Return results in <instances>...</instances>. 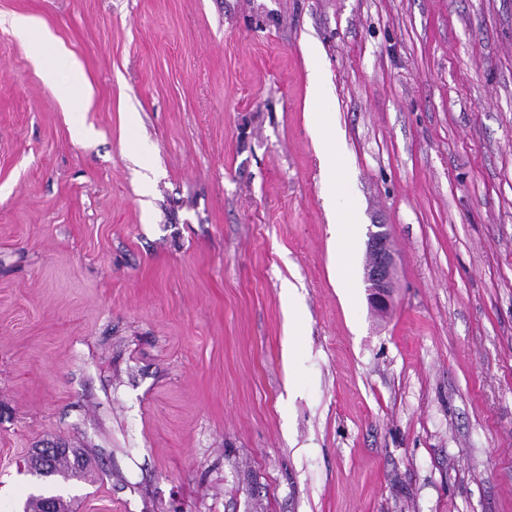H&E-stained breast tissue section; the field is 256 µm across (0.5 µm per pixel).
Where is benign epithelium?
Instances as JSON below:
<instances>
[{"label": "benign epithelium", "mask_w": 512, "mask_h": 512, "mask_svg": "<svg viewBox=\"0 0 512 512\" xmlns=\"http://www.w3.org/2000/svg\"><path fill=\"white\" fill-rule=\"evenodd\" d=\"M367 248L371 262L365 269L368 300L372 309L386 313L392 302L394 257L390 233L385 224H372L368 229Z\"/></svg>", "instance_id": "benign-epithelium-1"}]
</instances>
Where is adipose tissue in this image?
I'll return each mask as SVG.
<instances>
[{
  "instance_id": "adipose-tissue-1",
  "label": "adipose tissue",
  "mask_w": 512,
  "mask_h": 512,
  "mask_svg": "<svg viewBox=\"0 0 512 512\" xmlns=\"http://www.w3.org/2000/svg\"><path fill=\"white\" fill-rule=\"evenodd\" d=\"M303 52L308 62V98L316 107L315 112L310 113L309 121L315 150L324 173L330 261L340 269V288L349 290L353 287L349 271L354 248L352 226L357 223L358 216L353 199L345 189L347 173L339 152L342 133L328 110L331 89L319 63L320 51L314 42L308 41L303 45ZM35 53L46 58L44 77L57 83L61 100L79 106L90 97L91 90L79 77L75 59L56 46L50 33H41Z\"/></svg>"
}]
</instances>
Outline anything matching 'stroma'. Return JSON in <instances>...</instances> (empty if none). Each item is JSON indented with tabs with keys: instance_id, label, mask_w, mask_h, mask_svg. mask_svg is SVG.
I'll list each match as a JSON object with an SVG mask.
<instances>
[{
	"instance_id": "stroma-1",
	"label": "stroma",
	"mask_w": 512,
	"mask_h": 512,
	"mask_svg": "<svg viewBox=\"0 0 512 512\" xmlns=\"http://www.w3.org/2000/svg\"><path fill=\"white\" fill-rule=\"evenodd\" d=\"M308 38L359 204L349 300ZM38 448L87 460L73 512H512V0H0V512L41 494ZM39 57H49L43 74L47 81L58 85L59 98L71 105L82 106L84 100L90 97L91 89L82 83L79 77V67L74 58L67 55L56 46L49 32H42L35 50ZM68 71V78L63 80L62 73ZM387 226L372 224L367 233V248L371 262L365 269L364 278L370 306L380 313L389 311L394 288V257ZM281 297L283 305L287 310L289 336H294L301 318V309L297 301V286L290 281L283 284Z\"/></svg>"
}]
</instances>
